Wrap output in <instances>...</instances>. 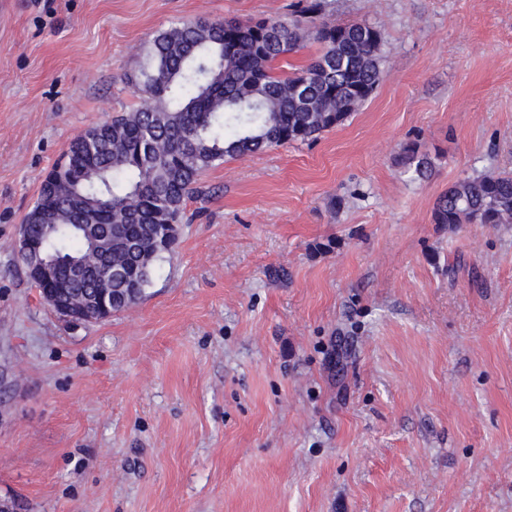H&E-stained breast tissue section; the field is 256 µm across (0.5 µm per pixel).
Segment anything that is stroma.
<instances>
[{
    "instance_id": "35a3bbf8",
    "label": "stroma",
    "mask_w": 512,
    "mask_h": 512,
    "mask_svg": "<svg viewBox=\"0 0 512 512\" xmlns=\"http://www.w3.org/2000/svg\"><path fill=\"white\" fill-rule=\"evenodd\" d=\"M383 35L317 140L201 177L141 299L60 319L15 238L180 20L298 0H0V498L23 512H512V224H437L512 172V0H322ZM432 162L399 163L407 143Z\"/></svg>"
}]
</instances>
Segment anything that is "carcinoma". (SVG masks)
<instances>
[{"instance_id": "obj_1", "label": "carcinoma", "mask_w": 512, "mask_h": 512, "mask_svg": "<svg viewBox=\"0 0 512 512\" xmlns=\"http://www.w3.org/2000/svg\"><path fill=\"white\" fill-rule=\"evenodd\" d=\"M308 40L321 53L285 74L277 62ZM379 30L366 22L297 18L180 21L155 34L131 84V112L73 139L41 181L23 223L53 258L51 280L77 301L112 289V311L142 295L156 263L172 251L199 177L224 162L307 142L343 122L373 94L381 75ZM406 171L427 173L417 144ZM436 224H512V174L467 177L435 204ZM93 272L81 278L70 266Z\"/></svg>"}]
</instances>
